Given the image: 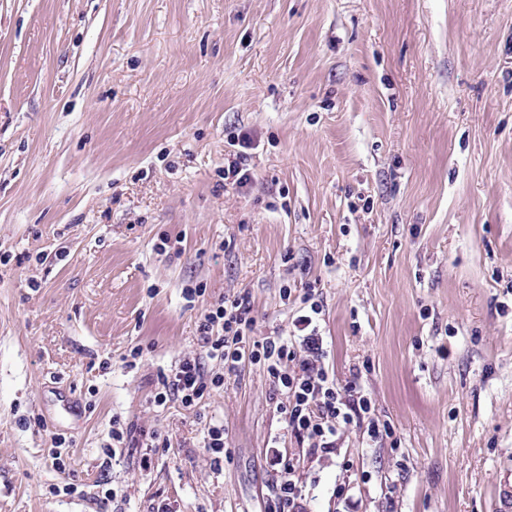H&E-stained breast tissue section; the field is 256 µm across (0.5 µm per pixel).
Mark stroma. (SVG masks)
<instances>
[{
	"label": "stroma",
	"mask_w": 512,
	"mask_h": 512,
	"mask_svg": "<svg viewBox=\"0 0 512 512\" xmlns=\"http://www.w3.org/2000/svg\"><path fill=\"white\" fill-rule=\"evenodd\" d=\"M0 254V512H278L273 447L304 512H512V0H0ZM310 285L393 438L308 459L247 363L155 406L206 305ZM229 146H238L241 149L247 150L250 147L251 139L247 133L239 134L228 142ZM244 150L236 152V159L224 166V173L222 177L224 179L225 187L231 185L238 189L244 188L252 182V175L249 169L242 166L241 160H245L248 153ZM227 433L223 424H210L204 433V447L215 459L224 456V447H226Z\"/></svg>",
	"instance_id": "1"
}]
</instances>
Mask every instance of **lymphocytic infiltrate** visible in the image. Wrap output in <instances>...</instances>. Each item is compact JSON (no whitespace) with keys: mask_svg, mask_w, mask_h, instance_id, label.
I'll list each match as a JSON object with an SVG mask.
<instances>
[{"mask_svg":"<svg viewBox=\"0 0 512 512\" xmlns=\"http://www.w3.org/2000/svg\"><path fill=\"white\" fill-rule=\"evenodd\" d=\"M321 312L314 291L306 290L292 334L273 332L257 338L255 319L245 301L224 299L208 305L200 318L199 353L182 357L162 375L155 404L176 400L183 407H196L209 387L223 386L225 376L237 373L247 362L269 377L288 430L311 454L336 452L342 434L360 423L366 424L371 440L391 437L390 425L374 418L372 400L358 380L338 381L326 368L317 326ZM208 359L222 364V376L207 378Z\"/></svg>","mask_w":512,"mask_h":512,"instance_id":"lymphocytic-infiltrate-1","label":"lymphocytic infiltrate"}]
</instances>
